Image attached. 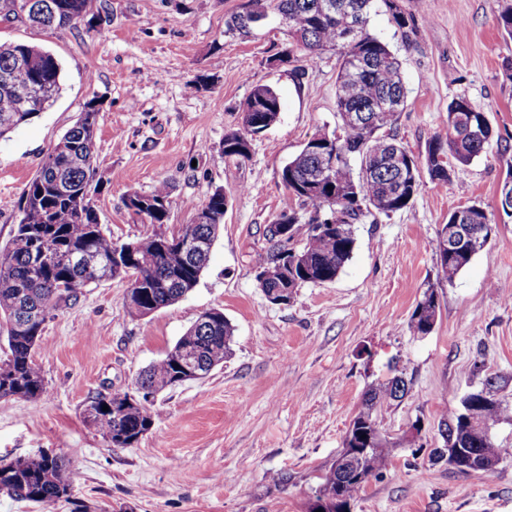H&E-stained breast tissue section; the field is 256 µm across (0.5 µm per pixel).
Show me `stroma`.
Listing matches in <instances>:
<instances>
[{"mask_svg": "<svg viewBox=\"0 0 512 512\" xmlns=\"http://www.w3.org/2000/svg\"><path fill=\"white\" fill-rule=\"evenodd\" d=\"M241 2L94 0L106 24L40 31L0 22L1 43L50 51L63 85L52 107L0 138V248L19 222L25 185L94 97L102 101L94 201L113 239L157 232L125 200L159 180L173 186L171 232L192 223L214 189L229 199L209 263L178 302L131 314L127 281L113 279L54 311L35 354L46 392L0 398V458L65 456L73 496L88 512H308L365 390L389 378L393 362L408 392L375 410L388 466L351 512H512V417L492 430L508 454L490 473L463 475L428 457L443 443V413L464 396L491 381L512 399V216L498 208L512 176V38L496 21L503 0H401L415 20L407 42L373 7L369 26L401 61L408 91L392 135L425 157L448 133L449 103L463 98L495 136L486 155L451 164L448 180H424L407 208L361 218L336 280L298 288L285 306L266 299L255 260L283 206L284 165L314 135L342 131L338 58L326 51L312 63L274 64L286 40L277 18L254 37L225 35ZM258 84L279 93V119L248 159L226 157L224 136ZM472 204L495 232L450 283L438 233L449 213ZM430 288L440 309L420 337L410 317ZM210 310L234 327L231 355L205 378L155 394L145 403L152 429L134 446H112L83 415L88 397L136 393L140 373ZM281 473L287 484L277 483Z\"/></svg>", "mask_w": 512, "mask_h": 512, "instance_id": "35a3bbf8", "label": "stroma"}]
</instances>
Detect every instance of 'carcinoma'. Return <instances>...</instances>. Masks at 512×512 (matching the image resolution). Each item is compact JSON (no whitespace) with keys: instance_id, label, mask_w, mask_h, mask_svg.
Segmentation results:
<instances>
[{"instance_id":"cac0c4a2","label":"carcinoma","mask_w":512,"mask_h":512,"mask_svg":"<svg viewBox=\"0 0 512 512\" xmlns=\"http://www.w3.org/2000/svg\"><path fill=\"white\" fill-rule=\"evenodd\" d=\"M379 1L405 41L413 27L399 0H247L225 21L224 33L248 36L249 15L274 13L288 31V43L278 52L284 62L302 58L315 61L325 50L339 55L336 77V108L344 134L326 146L306 142L282 170L286 190L283 207L275 223L289 225L288 238L268 237L270 247L259 256L257 267L271 272L258 283L262 292L275 287L294 295L306 284H324L336 279L353 254L352 225L367 215L396 213L413 201L422 186L421 171L415 156L395 139L384 134L406 106V89L401 66L388 45L369 28L373 3ZM46 13L38 27L62 28L80 24L92 0H36ZM361 58L366 67L349 75L352 60ZM8 75L15 87L39 81L44 90L45 109L61 90V65L50 52L31 44L0 43V78ZM281 107L276 90L255 86L241 113V123L249 124L244 137L237 131L224 137V156L247 159L252 141L267 131L266 118H274ZM98 102L91 99L81 115L43 159L37 174L26 184L20 202L21 218L9 245L0 249V328L6 332V358L0 361V398L34 400L46 392L41 370L35 363L43 324L61 304L77 299L78 292L103 280L87 270L86 259L104 264L106 278L125 279L129 270L141 277L140 288L123 296L130 313L143 316L175 303L198 284L210 252L190 255L175 241L165 242L158 234L118 243L106 234L89 194L98 191L95 176V124ZM37 116L26 110L13 94L0 85V137L30 122ZM448 137L429 142L425 167L431 180L446 181L448 163L441 155H451L460 165H468L485 155L493 137L485 113L474 110L464 98L448 104ZM336 152V166L325 178L316 181L322 161L320 149ZM360 162L354 172L353 162ZM172 187L163 181L142 196L145 214L152 224H165L170 210L161 200L171 196ZM226 196L215 189L204 205L207 219L202 224H187L192 235L214 242L224 226ZM309 204L305 215L294 201ZM467 223L481 239L478 248L461 247L440 255V267L448 282L469 265L494 232L485 209L464 207ZM336 217L332 223H317L318 215ZM42 253L52 256L47 265L36 261ZM438 295L427 289L417 303L411 328L418 335L431 332L438 311ZM175 344L188 349L207 368L224 361L233 329L223 312L205 313ZM179 370L164 357L144 371L140 386L155 392L179 383ZM408 390L404 377L395 376L385 384L369 388L363 409L351 421L343 448L356 449L353 463L342 466L334 460L318 486L310 512L323 504L324 512H349L351 504L369 479L388 464L385 440L376 432L373 411L382 401L402 399ZM112 405L111 394L97 392L89 397L85 418L98 427L109 442L120 448L131 447L150 431L153 416L144 408L129 406L122 412L103 410ZM509 409L507 401L483 390L461 400V409L444 416L439 425L443 445L431 449L430 461L444 462L460 474L476 472L470 458L459 457L457 449L470 448L486 471L494 470L506 450L494 442L491 429ZM69 461L60 455L37 456L5 461L0 459V493L18 502L38 507L55 504L71 496Z\"/></svg>"}]
</instances>
